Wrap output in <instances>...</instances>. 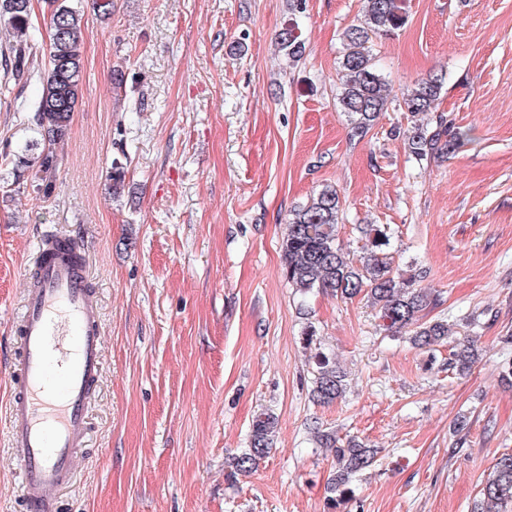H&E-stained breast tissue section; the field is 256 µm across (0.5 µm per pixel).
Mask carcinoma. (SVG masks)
<instances>
[{"instance_id":"obj_1","label":"carcinoma","mask_w":512,"mask_h":512,"mask_svg":"<svg viewBox=\"0 0 512 512\" xmlns=\"http://www.w3.org/2000/svg\"><path fill=\"white\" fill-rule=\"evenodd\" d=\"M51 3L48 66L34 114L35 125L47 142V152L41 158L45 170L55 162L52 145L65 136L82 86V15L67 0H51ZM30 17L31 0H0V19L7 20L15 31H27ZM403 22L397 0H363L357 23L341 34L338 103L348 114L352 135L356 137L366 136L388 105L387 84L376 66L373 42L389 35ZM277 45L293 61L303 56L304 42L295 25H287L280 31ZM34 47L35 44L21 40L10 46L9 53L1 54L0 68L4 75L18 83L28 79ZM446 84L443 73L418 80L403 98L405 111L416 118L435 110ZM466 137L461 131L448 136L443 123L432 131L416 123L405 133V144L409 156L422 162L448 154ZM340 207L336 188L324 185L306 202L289 211L287 232L281 242L288 284L302 295L315 290L344 300L364 295L389 335L397 336L411 327L412 345L428 352L434 350L448 338V324L423 320L421 312L429 306L431 298L430 292L420 285L421 273L411 266L403 269L394 263L389 252V231L376 224L360 228L366 240L363 256L350 257L336 241ZM477 359L473 344L462 343L450 354L448 364L465 373ZM311 360L315 366L313 399L323 405L336 402L345 393L344 372L336 359L320 347H314ZM276 426V417L269 413L255 417L248 448L229 460L233 473L247 475L257 468L273 446ZM313 441L320 448L335 449L336 477L331 486L334 493L331 502L337 508L352 497V478L372 464L374 449L356 440L340 446L334 432L320 427L313 429ZM509 502L512 503V455L505 454L495 463L493 475L482 487L475 509L476 512H503V505Z\"/></svg>"}]
</instances>
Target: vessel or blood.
I'll list each match as a JSON object with an SVG mask.
<instances>
[{"label": "vessel or blood", "instance_id": "1", "mask_svg": "<svg viewBox=\"0 0 512 512\" xmlns=\"http://www.w3.org/2000/svg\"><path fill=\"white\" fill-rule=\"evenodd\" d=\"M19 327L9 444L18 455L26 512H58L56 493L71 480L75 454L86 445L88 408L103 366V323L80 241L61 234L38 241Z\"/></svg>", "mask_w": 512, "mask_h": 512}]
</instances>
